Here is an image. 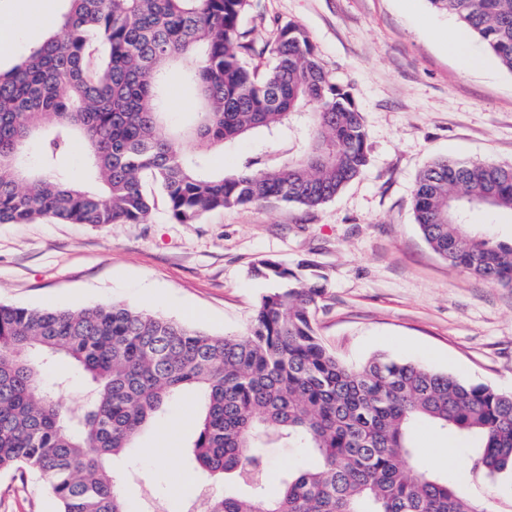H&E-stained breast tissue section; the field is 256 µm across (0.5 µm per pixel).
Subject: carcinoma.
<instances>
[{
  "label": "carcinoma",
  "instance_id": "obj_1",
  "mask_svg": "<svg viewBox=\"0 0 512 512\" xmlns=\"http://www.w3.org/2000/svg\"><path fill=\"white\" fill-rule=\"evenodd\" d=\"M64 38L0 69V223L144 224L147 178L171 217L195 224L231 207L332 200L367 163L362 113L331 82L305 29L281 26L256 47L242 20L252 0H65ZM512 72V0H427ZM268 57L265 68L252 64ZM191 63L202 98L194 128L162 137L167 71ZM296 126L299 143L242 158L229 173L186 143L224 148ZM41 144L38 162L30 143ZM84 149L93 184L58 171ZM479 206L512 212V174L481 161L440 158L420 173L416 223L453 267L512 287V242L466 220ZM272 288L240 335H212L123 304L33 309L0 304V472L25 468L58 512H131L114 458L181 393L202 411L186 453L222 477L204 512H500L496 480L512 473V394L412 361L343 362L317 333L326 276L268 257L251 266ZM88 384L79 406L44 381L55 356ZM453 433L471 464L441 476L416 446L420 422ZM300 448L299 465L269 493L262 449Z\"/></svg>",
  "mask_w": 512,
  "mask_h": 512
}]
</instances>
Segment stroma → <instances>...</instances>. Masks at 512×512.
I'll return each instance as SVG.
<instances>
[{
	"label": "stroma",
	"instance_id": "1",
	"mask_svg": "<svg viewBox=\"0 0 512 512\" xmlns=\"http://www.w3.org/2000/svg\"><path fill=\"white\" fill-rule=\"evenodd\" d=\"M63 0H0L1 13L29 23L0 47L10 66L42 41ZM307 31L325 70L362 112L368 164L317 208L269 202L176 223L165 196L148 184L146 224H0V302L80 309L125 304L214 335L243 333L270 285L251 276L259 258L296 267L307 261L328 276L317 331L344 362L373 356L408 359L460 379L512 392V288L450 266L425 242L414 218L413 189L432 160L512 164V72L481 43L459 38L454 18L427 0H253L243 25L256 44L285 23ZM456 46H449V39ZM479 65L462 68L461 56ZM172 99L161 135L189 127L199 94L184 65L171 66ZM292 130L258 134L208 153L232 171L239 155L269 151ZM201 396L187 392L160 415L127 455L117 458L120 488L137 512L161 504L190 480L189 497L223 491V481L193 475ZM420 455L435 473L456 476L463 452L449 435L420 426ZM42 481L0 472V512H56Z\"/></svg>",
	"mask_w": 512,
	"mask_h": 512
}]
</instances>
